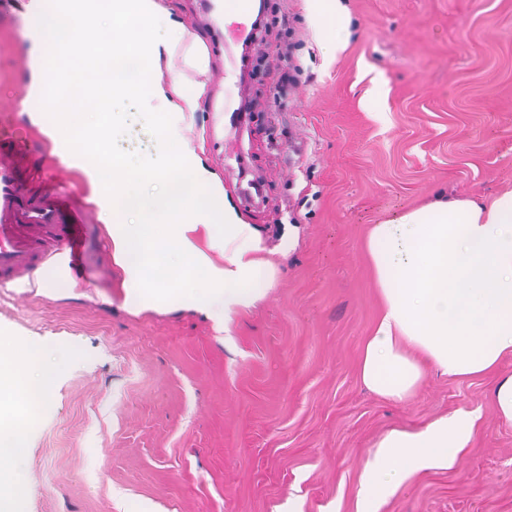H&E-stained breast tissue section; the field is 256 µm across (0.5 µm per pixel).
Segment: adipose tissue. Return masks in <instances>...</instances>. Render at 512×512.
<instances>
[{"instance_id": "ef3b65f1", "label": "adipose tissue", "mask_w": 512, "mask_h": 512, "mask_svg": "<svg viewBox=\"0 0 512 512\" xmlns=\"http://www.w3.org/2000/svg\"><path fill=\"white\" fill-rule=\"evenodd\" d=\"M40 38L35 58L55 56L58 41L127 18L152 24L135 47L112 32L92 56L109 65L112 81L77 88L92 112L71 109L47 115L32 103L31 117L57 145L68 148L91 202L123 198L100 219L122 273L125 305L142 312L202 309L214 317L248 306L270 286L275 269L261 256L258 230L224 204V190L190 149L181 128L155 112L139 113L141 127L160 133L153 153L121 149L133 102L162 101L187 118L198 108L200 87L188 72L204 73L209 61L195 52V38L175 27L156 0H39ZM167 54L168 82L153 79ZM381 313L360 353L358 378L383 398L406 402L428 370L465 380L494 377L498 416L512 424V191L490 204L439 198L373 225L364 242ZM68 356L0 340V512H11L22 473L12 467L24 434L37 425L52 387L54 364ZM479 410L459 408L416 428L394 427L375 443L361 477L357 512L399 488L412 473L450 468L472 442Z\"/></svg>"}]
</instances>
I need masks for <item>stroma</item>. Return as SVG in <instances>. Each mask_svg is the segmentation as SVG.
Wrapping results in <instances>:
<instances>
[{"instance_id":"1","label":"stroma","mask_w":512,"mask_h":512,"mask_svg":"<svg viewBox=\"0 0 512 512\" xmlns=\"http://www.w3.org/2000/svg\"><path fill=\"white\" fill-rule=\"evenodd\" d=\"M207 48L204 0H159ZM349 35L336 43L335 8ZM300 80L272 107L270 61L204 90L181 135L258 231L270 288L228 331L196 310L123 303L102 225L86 283L0 288V338L71 355L18 456L21 512H356L388 428L480 409L452 468L411 475L376 512H512V424L487 377L430 373L406 403L356 365L380 305L371 225L437 196L512 191V0H269Z\"/></svg>"}]
</instances>
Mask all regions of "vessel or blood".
Segmentation results:
<instances>
[{
  "instance_id": "obj_1",
  "label": "vessel or blood",
  "mask_w": 512,
  "mask_h": 512,
  "mask_svg": "<svg viewBox=\"0 0 512 512\" xmlns=\"http://www.w3.org/2000/svg\"><path fill=\"white\" fill-rule=\"evenodd\" d=\"M26 55L0 47V72L21 77ZM82 182L38 135L0 120V287L34 281L46 269L86 279Z\"/></svg>"
}]
</instances>
